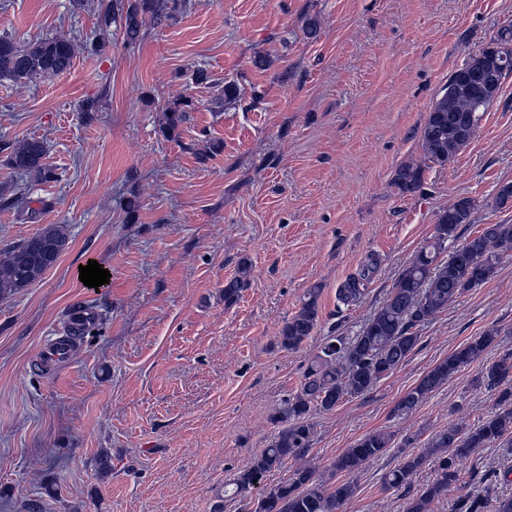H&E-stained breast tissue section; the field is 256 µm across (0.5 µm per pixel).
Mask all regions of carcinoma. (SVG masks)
<instances>
[{
  "label": "carcinoma",
  "mask_w": 512,
  "mask_h": 512,
  "mask_svg": "<svg viewBox=\"0 0 512 512\" xmlns=\"http://www.w3.org/2000/svg\"><path fill=\"white\" fill-rule=\"evenodd\" d=\"M183 6V0H109L105 21L120 20L124 41L134 44L146 22L160 25ZM498 43L506 49L496 52L488 45L452 72L429 107L419 136L427 162L445 168L473 140L480 112L499 95L502 85L493 89L470 86L461 92L455 83L470 82L488 67L495 68L501 80L512 73V26L497 32L492 45ZM73 57V45L66 38L46 37L18 46L1 37L0 78L26 82L58 75L71 68ZM43 155L41 142L27 140L10 152L6 165L17 173L41 171ZM391 185L402 194L417 192L422 186L421 167L411 162L402 164ZM474 207L473 199L459 197L440 211L430 241L401 269L382 306L354 336L329 337L305 369L299 390L275 408L270 420L279 426L278 433L232 481L237 497L250 498L253 491H258V497H252L254 512H340L355 490L348 476L392 447L391 434L369 433L337 457L326 478L316 476L305 463L314 437L312 413L329 412L344 399L372 390L407 361L419 343L420 327L447 310L462 294L491 280L502 258L512 252V224H485L461 237L460 228L469 223ZM67 242L66 231L51 225L4 254L0 259V294L41 280ZM450 243L456 244L451 251ZM249 271V263L241 262L240 276L224 285L225 302L237 299ZM370 273L371 268L367 267L350 276L338 289L339 301L346 306L359 303L367 293ZM318 297L319 288L307 290L299 311L279 332L280 348L297 351L311 337L319 322ZM497 336L498 330L488 329L433 366L399 399L394 413H412L461 368L479 360ZM481 384L498 391L491 416L474 427L453 424L437 432L422 453L406 455L384 475L386 488L404 490L406 512H432L434 503L458 481L457 460L512 436V354L484 364ZM289 460L297 462V466L288 479L273 486L264 485L267 475ZM428 461L434 463L436 478L411 491L413 475ZM338 474L345 479H336Z\"/></svg>",
  "instance_id": "1"
}]
</instances>
